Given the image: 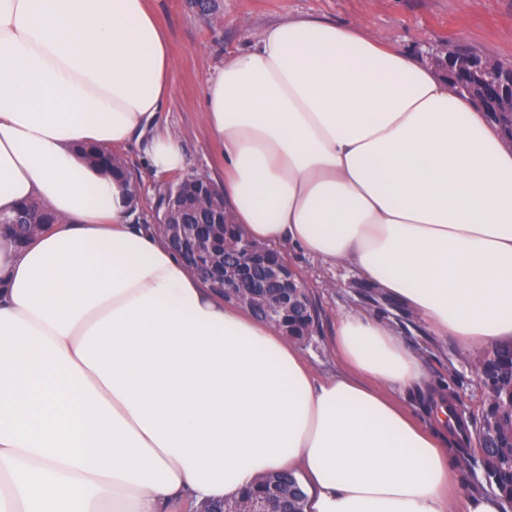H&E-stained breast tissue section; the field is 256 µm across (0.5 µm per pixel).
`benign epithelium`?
Segmentation results:
<instances>
[{
	"mask_svg": "<svg viewBox=\"0 0 512 512\" xmlns=\"http://www.w3.org/2000/svg\"><path fill=\"white\" fill-rule=\"evenodd\" d=\"M437 68L449 79L462 76L476 98L495 93L497 112L512 114V59L465 56L453 42L442 45ZM180 204L173 201L164 223V239L180 254L188 268L208 285L224 290V297L248 308L288 334V319L313 314L302 278L282 252L257 244L239 232L229 214L222 224H181L176 221ZM236 245L233 256L224 244Z\"/></svg>",
	"mask_w": 512,
	"mask_h": 512,
	"instance_id": "7a95c632",
	"label": "benign epithelium"
}]
</instances>
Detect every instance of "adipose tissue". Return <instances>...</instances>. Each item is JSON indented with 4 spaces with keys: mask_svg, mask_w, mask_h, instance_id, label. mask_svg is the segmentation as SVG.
<instances>
[{
    "mask_svg": "<svg viewBox=\"0 0 512 512\" xmlns=\"http://www.w3.org/2000/svg\"><path fill=\"white\" fill-rule=\"evenodd\" d=\"M175 59L148 0H0V512H175L297 472L306 512H503L467 491L445 436L400 398L427 387L386 320L336 324L342 371L317 377L268 323L226 304L124 183L77 148L158 129ZM224 206L244 235L348 264L465 350L512 341V149L435 68L313 15L263 28L204 82ZM11 218L17 220V224L13 219L0 216V230L12 234V232L19 228L20 225L29 227L33 232L35 229L40 228L37 224H55L59 217L47 205L37 202H23L21 203L11 215Z\"/></svg>",
    "mask_w": 512,
    "mask_h": 512,
    "instance_id": "1",
    "label": "adipose tissue"
}]
</instances>
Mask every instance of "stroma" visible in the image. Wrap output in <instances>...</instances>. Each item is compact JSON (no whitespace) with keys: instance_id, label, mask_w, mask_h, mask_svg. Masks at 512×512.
Wrapping results in <instances>:
<instances>
[{"instance_id":"35a3bbf8","label":"stroma","mask_w":512,"mask_h":512,"mask_svg":"<svg viewBox=\"0 0 512 512\" xmlns=\"http://www.w3.org/2000/svg\"><path fill=\"white\" fill-rule=\"evenodd\" d=\"M151 6L164 25L177 62L159 126L181 136L186 172L211 177L219 175L220 159L202 118L203 81L223 66L225 57L251 44L263 27L288 16L361 23L376 41L400 47L427 63L446 39L463 51L512 57V0H221L216 25L202 20L187 0H151ZM285 253L319 308L317 332L299 345L315 371L333 373L341 367L333 342L341 314L362 310L391 321L421 354L434 385L455 394L464 424L462 430L449 434L448 443L455 456L469 459L463 485L488 491L473 451L472 422L482 409L475 352L463 351L452 339L430 335L412 314L356 278L349 265L323 263L292 247Z\"/></svg>"}]
</instances>
